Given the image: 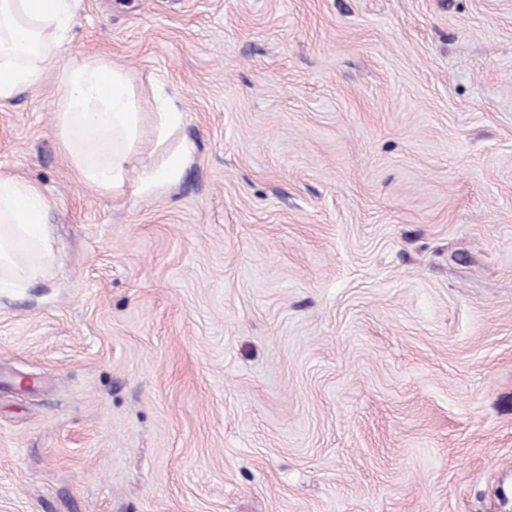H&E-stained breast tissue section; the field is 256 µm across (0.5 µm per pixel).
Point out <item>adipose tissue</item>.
<instances>
[{"instance_id": "obj_1", "label": "adipose tissue", "mask_w": 512, "mask_h": 512, "mask_svg": "<svg viewBox=\"0 0 512 512\" xmlns=\"http://www.w3.org/2000/svg\"><path fill=\"white\" fill-rule=\"evenodd\" d=\"M77 7V0H0V102L41 83L49 67L59 65L55 124L80 182L115 197L152 195L174 182L188 159L187 147L174 140L183 114L161 89L153 111H143L123 66L67 53ZM46 207L35 185L0 176V285L52 268V243L40 222Z\"/></svg>"}]
</instances>
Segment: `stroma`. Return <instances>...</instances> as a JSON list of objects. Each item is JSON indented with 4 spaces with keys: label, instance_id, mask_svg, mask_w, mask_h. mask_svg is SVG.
<instances>
[{
    "label": "stroma",
    "instance_id": "stroma-1",
    "mask_svg": "<svg viewBox=\"0 0 512 512\" xmlns=\"http://www.w3.org/2000/svg\"><path fill=\"white\" fill-rule=\"evenodd\" d=\"M191 148L85 189L0 105L55 265L0 290V512H512V0H81Z\"/></svg>",
    "mask_w": 512,
    "mask_h": 512
}]
</instances>
